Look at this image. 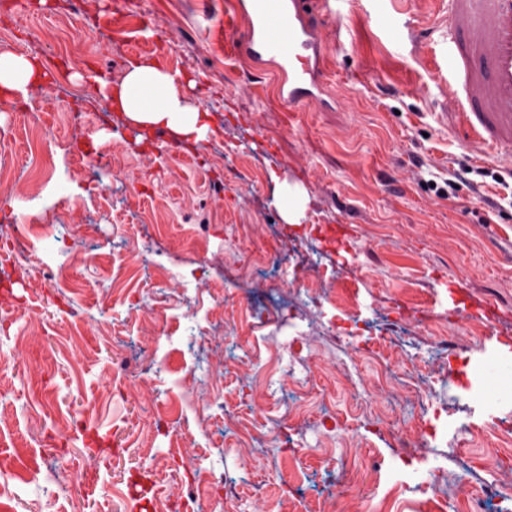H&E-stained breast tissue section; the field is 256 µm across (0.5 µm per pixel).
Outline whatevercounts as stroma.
Here are the masks:
<instances>
[{
    "mask_svg": "<svg viewBox=\"0 0 512 512\" xmlns=\"http://www.w3.org/2000/svg\"><path fill=\"white\" fill-rule=\"evenodd\" d=\"M27 0L8 11L0 0V37L11 53L51 60L66 71L52 95L30 87L58 162L92 153L108 178L109 113L93 101V77L124 75L130 59L163 46L168 69L192 74L189 102L212 113L217 133L176 157L125 144L128 206L113 209L109 192L91 193L74 181L75 211L58 208L53 186L33 192L32 157L16 109L0 114V159L15 180L13 223L53 211L54 222L86 234L100 227L104 247L71 281L45 280L44 258L31 249L26 289L0 307V390L8 412L0 419V512H164L167 498L207 500L224 512L225 490L235 512H319L339 489L340 461L361 465L373 480V512H463L483 494V512H512V398L490 409L476 399L483 364L512 359V159L480 158L441 114L447 102L434 77L437 0H407L397 19L390 0H350L341 11L313 12L325 32L343 29L346 44L329 49L323 81L332 106L288 109L273 95L270 76L224 57L210 38L211 17L224 0ZM149 15L141 31L139 15ZM111 21V38L95 26ZM48 36L31 42L26 34ZM80 80H73V73ZM80 113L72 121L71 113ZM468 168L452 195L448 178ZM301 184L308 197L302 223L282 219L275 198ZM342 228L338 249L324 241L325 225ZM163 263L171 279L134 275L129 246ZM320 257L333 269L331 295L294 316L252 304L261 291L307 277ZM201 274L208 292L194 310L206 327L228 325L207 355L181 345L158 348L156 336L178 335L186 275ZM498 307L495 323L448 306V285ZM155 303L154 317L138 315L139 301ZM336 325L343 343L324 335ZM317 332L310 343L316 366L302 388L299 416L288 414V392L271 383L252 410L247 357H267L272 336ZM384 334L379 353L372 338ZM335 334V335H336ZM155 359L161 372L141 381L124 372L120 356ZM346 368L353 379L337 374ZM195 371L216 402L198 409L182 397ZM282 421L279 440L257 428ZM69 424V439L54 437ZM422 426L436 476H417L393 426ZM251 464H244L241 445ZM77 472L57 476L55 455ZM220 468L224 489L206 487L198 458Z\"/></svg>",
    "mask_w": 512,
    "mask_h": 512,
    "instance_id": "35a3bbf8",
    "label": "stroma"
}]
</instances>
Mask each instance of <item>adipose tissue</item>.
<instances>
[{
  "mask_svg": "<svg viewBox=\"0 0 512 512\" xmlns=\"http://www.w3.org/2000/svg\"><path fill=\"white\" fill-rule=\"evenodd\" d=\"M43 77L38 57L0 54V103L11 104ZM95 90L113 112L116 126L145 133L163 130L179 142L194 145L214 133L209 111L186 103L182 85L159 58L130 60L120 82L100 78Z\"/></svg>",
  "mask_w": 512,
  "mask_h": 512,
  "instance_id": "1",
  "label": "adipose tissue"
}]
</instances>
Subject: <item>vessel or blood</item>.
Instances as JSON below:
<instances>
[{"instance_id":"b4317fda","label":"vessel or blood","mask_w":512,"mask_h":512,"mask_svg":"<svg viewBox=\"0 0 512 512\" xmlns=\"http://www.w3.org/2000/svg\"><path fill=\"white\" fill-rule=\"evenodd\" d=\"M310 0H224V54L271 64L288 106L314 99L329 40ZM435 68L474 152L512 157V0H448Z\"/></svg>"}]
</instances>
